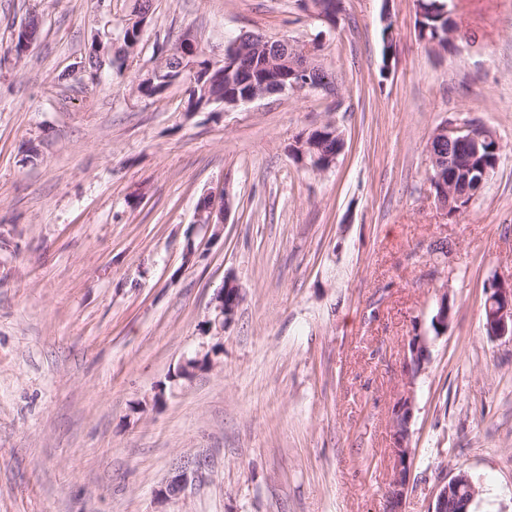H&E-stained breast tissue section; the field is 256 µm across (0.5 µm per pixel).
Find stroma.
I'll list each match as a JSON object with an SVG mask.
<instances>
[{
  "label": "stroma",
  "instance_id": "stroma-1",
  "mask_svg": "<svg viewBox=\"0 0 512 512\" xmlns=\"http://www.w3.org/2000/svg\"><path fill=\"white\" fill-rule=\"evenodd\" d=\"M447 2L475 46L425 47L414 0H344L332 26L302 0H153L135 57L93 83L80 63L134 0H0V512H388L406 348L443 291L455 316L415 382L403 512H430L460 472L472 512H512V340L482 316L485 285L512 277V0ZM33 14L41 35L16 57ZM187 32L215 60L231 35L320 39L338 94L190 116L185 84L138 92ZM329 119L345 147L313 173L289 149ZM459 119L503 153L448 213L427 145ZM224 186L222 238L184 264L200 198ZM228 274L241 300L221 354L150 406ZM199 454L206 480L158 503Z\"/></svg>",
  "mask_w": 512,
  "mask_h": 512
}]
</instances>
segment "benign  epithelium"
Wrapping results in <instances>:
<instances>
[{
  "instance_id": "1",
  "label": "benign epithelium",
  "mask_w": 512,
  "mask_h": 512,
  "mask_svg": "<svg viewBox=\"0 0 512 512\" xmlns=\"http://www.w3.org/2000/svg\"><path fill=\"white\" fill-rule=\"evenodd\" d=\"M318 19L327 23H335L336 17L342 10L340 0H308L306 3ZM238 49L237 60H242L251 52L286 49L288 53V76H283L277 64L268 65L254 85V90L243 98L224 105L237 106L241 103L252 102L274 93L292 92L301 94L308 90L321 89L328 93L335 90L334 82L325 80L313 84L307 75L319 73L322 67L316 62L319 45L314 43H292L288 40L271 41L262 36L247 34L233 39ZM176 55L186 64V69L195 71L198 67L199 52L193 38L185 36L179 43L168 51ZM433 136L448 141V152L440 155L428 149V168L426 177L431 194L437 203L450 212H458L468 206L475 194L489 179L487 169L472 166L473 160L479 155V147L493 144V151L502 148L498 137L488 128L474 124L464 119L438 126ZM297 152L293 153L297 162L315 172L329 170L336 163V156L317 151L309 137L303 136L295 144ZM205 205L197 208L196 227L207 233L206 243L217 240L224 232V213L229 210L230 196L226 190L219 193L207 192L202 196ZM240 300V290L230 277L225 278L224 287L217 290L213 297L210 315L207 318V333L217 335L224 332L226 319L236 311ZM452 318V308L448 300V291L440 295L437 308L433 314L435 336L448 331ZM484 328L487 336L499 339L506 336L512 338V279L495 281L487 287L486 320ZM431 337L429 331L419 328L408 344L406 357V372L408 390L394 404L392 409L391 428L393 436V452L395 456L391 474L386 486V496L389 499L388 512H400L409 488V436L410 425L414 413L415 379L424 370L429 361ZM210 460L206 456L188 457L180 461L158 490L157 497L162 501L179 500L189 489L201 482L209 467ZM467 488L464 504L470 505L477 495V489L469 476L460 473L445 483L438 492L435 508L432 512H442L443 505L448 502L451 492Z\"/></svg>"
}]
</instances>
